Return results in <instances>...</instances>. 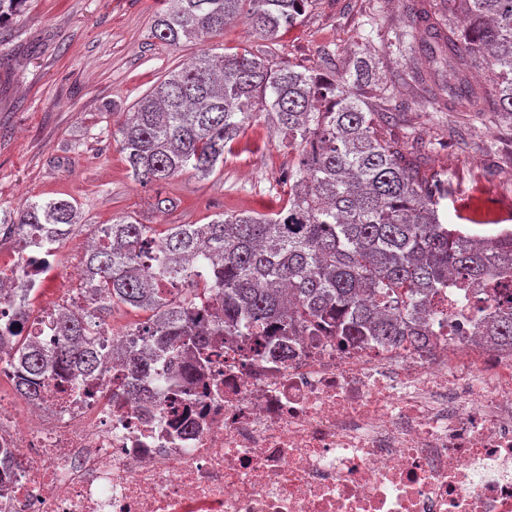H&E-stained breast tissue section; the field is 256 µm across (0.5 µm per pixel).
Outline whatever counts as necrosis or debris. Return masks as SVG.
Wrapping results in <instances>:
<instances>
[{
  "instance_id": "necrosis-or-debris-1",
  "label": "necrosis or debris",
  "mask_w": 512,
  "mask_h": 512,
  "mask_svg": "<svg viewBox=\"0 0 512 512\" xmlns=\"http://www.w3.org/2000/svg\"><path fill=\"white\" fill-rule=\"evenodd\" d=\"M60 252L0 226V378L21 375L8 326L48 282L72 285L32 308L38 346H53L60 308L90 301L84 264ZM498 306L481 285L439 288L425 347L341 350L299 330L165 387L160 353L139 403L115 395L128 376L115 353L147 337L98 327L106 372L0 394V512H512V348L478 336Z\"/></svg>"
}]
</instances>
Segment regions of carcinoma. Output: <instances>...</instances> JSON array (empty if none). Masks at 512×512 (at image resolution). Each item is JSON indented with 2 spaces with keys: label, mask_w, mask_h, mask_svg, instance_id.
<instances>
[{
  "label": "carcinoma",
  "mask_w": 512,
  "mask_h": 512,
  "mask_svg": "<svg viewBox=\"0 0 512 512\" xmlns=\"http://www.w3.org/2000/svg\"><path fill=\"white\" fill-rule=\"evenodd\" d=\"M167 2L152 36L178 45L217 36L237 18L272 40L313 0ZM448 13L465 26H446L424 2L407 6L402 38L432 55L451 98L478 113L490 103L512 124V0H448ZM472 66L490 71L488 84L469 80ZM261 110L296 151L279 209L224 212L206 224L160 230L128 216L104 225L85 259L92 307L63 314L51 351L13 336L23 371L18 386L37 393L49 365L63 374L99 370L89 329L121 308L149 314L144 335L156 350L201 366L212 361L214 347L199 315L214 294L224 304V335L253 337L258 355L261 332L273 324L331 326L341 347L366 336L417 346L428 336L419 323L433 289L457 279L512 278V230L477 239L444 222L442 201L452 187L438 174L420 173L386 138L391 98L362 56L325 80L247 50L205 52L165 74L127 113L118 134L129 171L145 187L187 171L206 177L224 165V149ZM10 223L47 225L62 243L77 212L65 198L27 200ZM198 279L208 287L194 289L195 297L175 294ZM500 292L484 335L509 346L512 290Z\"/></svg>",
  "instance_id": "obj_1"
}]
</instances>
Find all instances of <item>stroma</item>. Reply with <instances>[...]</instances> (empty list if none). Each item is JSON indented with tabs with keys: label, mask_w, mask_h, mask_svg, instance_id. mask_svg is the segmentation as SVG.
I'll return each mask as SVG.
<instances>
[{
	"label": "stroma",
	"mask_w": 512,
	"mask_h": 512,
	"mask_svg": "<svg viewBox=\"0 0 512 512\" xmlns=\"http://www.w3.org/2000/svg\"><path fill=\"white\" fill-rule=\"evenodd\" d=\"M406 0H316L300 22L266 40L245 22L207 42L169 45L151 26L162 0H27L0 25V215L26 200L64 197L78 209L79 229L62 259L83 256L93 225L131 216L144 224H204L221 212L278 208L295 153L271 116L258 114L207 177L188 171L161 190L130 174L116 133L124 114L172 69L203 50L248 49L310 74L326 73L324 54L344 65L370 56L394 87L397 107L384 125L388 139L413 149L421 173L451 180L447 223L487 237L512 215V126L463 102L429 105L418 84L398 70L427 71L429 58L402 57L395 45ZM171 200L157 209L155 195Z\"/></svg>",
	"instance_id": "35a3bbf8"
}]
</instances>
